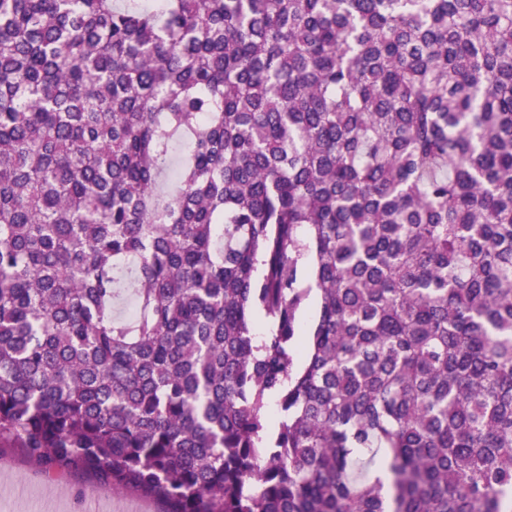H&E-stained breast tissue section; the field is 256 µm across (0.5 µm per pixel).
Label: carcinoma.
Instances as JSON below:
<instances>
[{
	"label": "carcinoma",
	"mask_w": 512,
	"mask_h": 512,
	"mask_svg": "<svg viewBox=\"0 0 512 512\" xmlns=\"http://www.w3.org/2000/svg\"><path fill=\"white\" fill-rule=\"evenodd\" d=\"M2 445L166 512H512V0H0Z\"/></svg>",
	"instance_id": "obj_1"
}]
</instances>
